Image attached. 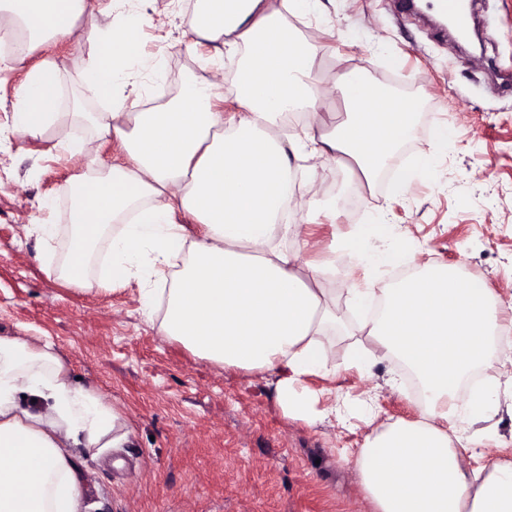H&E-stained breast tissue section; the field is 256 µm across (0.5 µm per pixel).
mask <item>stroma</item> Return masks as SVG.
Instances as JSON below:
<instances>
[{
  "instance_id": "35a3bbf8",
  "label": "stroma",
  "mask_w": 512,
  "mask_h": 512,
  "mask_svg": "<svg viewBox=\"0 0 512 512\" xmlns=\"http://www.w3.org/2000/svg\"><path fill=\"white\" fill-rule=\"evenodd\" d=\"M320 20L293 19L303 35L327 46L316 69L328 80L348 70L373 81L412 86L423 136L392 154L388 173L361 196L356 211L341 206L346 170L329 167L317 201L335 206V224L312 227L313 258L328 262L333 236L389 224L380 248L398 250L413 273L427 265L456 267L512 300V0H476L483 50L471 54L393 0H321ZM156 19L146 28L148 53L164 55L168 84L141 75L145 97H172L185 75H209V48L192 53L191 14L174 0H147ZM457 132L434 170L404 195L392 194V171L430 153L432 134ZM73 126L44 138L0 145V336H44L73 376L127 419V436L99 457L75 449L82 496L78 512H372L345 458L362 448L371 426L354 419L314 423L284 416L272 378L218 368L144 320L134 287L66 286L55 273L66 257L67 191L80 171L54 144ZM52 202L56 235L26 234L43 202ZM394 267L337 264V282L361 288L393 285ZM336 372L308 376L326 398L371 396L378 421L419 417L415 397L390 387L409 370L380 359L364 372L349 364L352 336H335Z\"/></svg>"
}]
</instances>
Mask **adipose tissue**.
I'll return each mask as SVG.
<instances>
[{
	"label": "adipose tissue",
	"instance_id": "adipose-tissue-1",
	"mask_svg": "<svg viewBox=\"0 0 512 512\" xmlns=\"http://www.w3.org/2000/svg\"><path fill=\"white\" fill-rule=\"evenodd\" d=\"M124 2L0 0V40L27 36L23 52L0 54V70L59 43L86 44V91L132 106L91 115L77 104L62 109V79L48 59L18 86L11 135L91 126L89 136L55 145L85 167L59 276L84 289L86 261L108 240L103 285L136 283L141 313L161 335L218 367L275 376L283 412L314 422L323 415L320 395L304 380L330 373L336 348L323 338L347 327L336 311L335 262L309 258V227L327 215L312 196L334 165H356L353 192L372 187L390 153L417 138L415 105L351 71L331 83L318 74L323 45L297 38L288 19L315 15L320 0H198L190 51L216 43L242 51L238 77L228 84L217 74L190 75L166 103L142 106L133 74L164 80L167 62L145 51L150 17ZM115 12L118 25L93 20ZM338 96L349 110L331 126L323 112ZM228 100L239 107L229 119L221 110ZM105 138L119 142L123 164L101 168L96 143ZM298 156L300 168L292 164ZM180 212L197 225L196 237L176 223ZM384 233L378 226L343 236L342 257L393 261L373 246ZM349 294L362 306L383 302L360 326L373 344L354 351L352 366L370 369L381 350L423 389L418 420L376 430L349 461L372 512H512V465L485 451L482 428L498 415L500 392H512V348L495 342L506 326L492 290L432 266L395 286ZM493 361L503 365L495 379L462 395L467 374ZM454 418L474 432L450 435ZM125 425L119 409L73 383L50 341L0 336V512H77L73 448L99 455Z\"/></svg>",
	"mask_w": 512,
	"mask_h": 512
}]
</instances>
